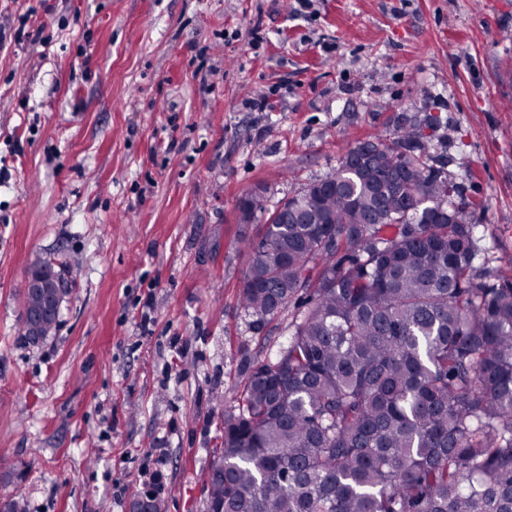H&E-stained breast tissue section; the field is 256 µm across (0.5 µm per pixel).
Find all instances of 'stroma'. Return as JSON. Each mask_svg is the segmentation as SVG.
Masks as SVG:
<instances>
[{"label":"stroma","mask_w":512,"mask_h":512,"mask_svg":"<svg viewBox=\"0 0 512 512\" xmlns=\"http://www.w3.org/2000/svg\"><path fill=\"white\" fill-rule=\"evenodd\" d=\"M48 2L40 35L0 51V500L131 512L147 467L166 512H206L224 415L298 309L259 329L241 309L240 198L291 196L417 124L496 269L512 257V0H313L305 17L285 0ZM38 259L71 290L33 346L19 293Z\"/></svg>","instance_id":"obj_1"}]
</instances>
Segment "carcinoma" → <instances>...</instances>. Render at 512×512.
Masks as SVG:
<instances>
[{"instance_id": "1", "label": "carcinoma", "mask_w": 512, "mask_h": 512, "mask_svg": "<svg viewBox=\"0 0 512 512\" xmlns=\"http://www.w3.org/2000/svg\"><path fill=\"white\" fill-rule=\"evenodd\" d=\"M419 125L350 147L270 206L238 203L239 302L257 327L298 293L207 473L224 512H512V273Z\"/></svg>"}]
</instances>
